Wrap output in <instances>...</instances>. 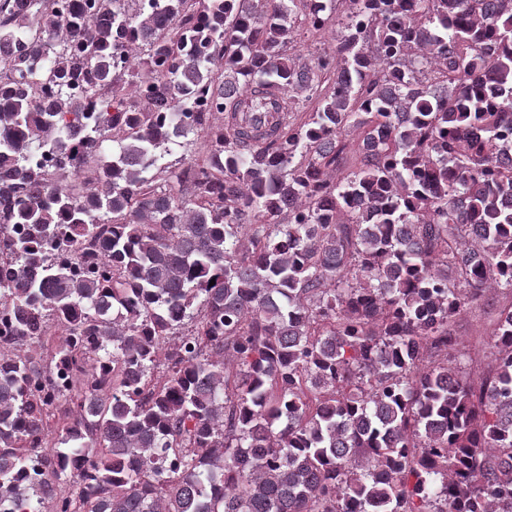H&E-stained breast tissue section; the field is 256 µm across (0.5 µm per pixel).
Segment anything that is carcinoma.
<instances>
[{"label":"carcinoma","instance_id":"1","mask_svg":"<svg viewBox=\"0 0 512 512\" xmlns=\"http://www.w3.org/2000/svg\"><path fill=\"white\" fill-rule=\"evenodd\" d=\"M5 50L0 512H512V304L448 369L512 0H0ZM336 36V23L330 22L319 35L302 37L301 40L298 39L289 45L288 53L310 59L318 53L332 52L336 50Z\"/></svg>","mask_w":512,"mask_h":512}]
</instances>
